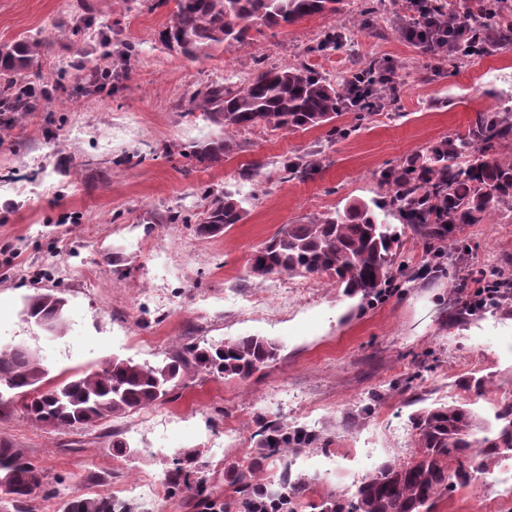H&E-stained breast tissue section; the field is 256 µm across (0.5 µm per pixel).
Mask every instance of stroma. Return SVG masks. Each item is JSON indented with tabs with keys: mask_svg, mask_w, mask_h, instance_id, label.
Masks as SVG:
<instances>
[{
	"mask_svg": "<svg viewBox=\"0 0 512 512\" xmlns=\"http://www.w3.org/2000/svg\"><path fill=\"white\" fill-rule=\"evenodd\" d=\"M361 0L254 34L251 45H219L194 57L161 44L174 0H0V44L43 39L42 72L58 60H98L100 48L58 26L92 18L112 38V89L84 91L79 68L54 73L61 102L27 114L0 112V345L36 350L59 382L117 356L156 364L180 344L262 336L279 347L276 361L246 380L189 374L174 397L152 406L155 427L139 414L81 432L30 421L20 399L0 406V441L19 449L44 476L33 512H62L70 495L123 499L127 485L163 479L166 457L204 449L198 472L213 498L225 500L224 463L252 446L256 415L320 431L323 447L268 460L263 476L305 475L307 500L354 491L367 472L410 458L411 417L442 403H466L486 419L512 403V308L470 312L478 287L512 277V215L465 224L462 253L433 258L412 232L402 234L405 276L377 299L344 296L324 278L282 274L276 287L249 275L250 259L283 225L297 224L350 198L371 199L386 170L442 138L464 133L475 113L512 99V42L455 62L404 41L413 13L405 0H383L369 26L357 23ZM342 39L335 51L310 53L321 31ZM307 57L333 76L375 62L393 76L397 100L368 119L350 112L336 126L306 131L256 129L238 135L223 166L184 158L193 143L218 137L193 104L201 85L225 69L254 76L260 65ZM316 152L309 176L284 180L285 160ZM255 170L241 181L240 172ZM246 199L242 221L214 237L195 223L212 195ZM183 217L170 223V213ZM169 257L159 270L155 253ZM66 299V335L50 338L26 321L23 300L38 293ZM220 297L205 307L204 297ZM486 379L477 393L475 379ZM238 435L224 456L212 442L224 428ZM139 450L114 456L113 437ZM491 483L471 482L436 512H501Z\"/></svg>",
	"mask_w": 512,
	"mask_h": 512,
	"instance_id": "35a3bbf8",
	"label": "stroma"
}]
</instances>
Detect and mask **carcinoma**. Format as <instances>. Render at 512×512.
I'll return each instance as SVG.
<instances>
[{
    "label": "carcinoma",
    "mask_w": 512,
    "mask_h": 512,
    "mask_svg": "<svg viewBox=\"0 0 512 512\" xmlns=\"http://www.w3.org/2000/svg\"><path fill=\"white\" fill-rule=\"evenodd\" d=\"M340 0H175L161 32L164 45L196 56L220 45L245 44L255 27L280 28L315 14H334ZM497 27L491 36L476 30L455 44V54L470 57L495 43L512 41V3L496 0ZM43 40L30 37L0 47V110L27 112ZM346 79L331 82L305 62L258 72L243 86L210 83L194 101L222 136L191 146L189 157L200 165H224L235 137L254 128L310 129L330 124L346 108ZM314 160L284 165L286 178L309 175ZM497 212L512 213V104L477 112L463 136L431 145L425 154L382 174L379 193L370 201L351 200L343 211L286 224L254 253L250 276L263 283L274 275L327 277L349 297L380 294L401 274L397 262L400 234L393 218L426 244L450 246L461 224H483ZM242 200L229 193L214 196L197 224L201 236H215L239 223ZM65 300L52 293L27 299L26 317L46 322L53 334L66 330ZM277 345L259 336L178 347L161 365L131 359H105L90 372L45 386L40 356L23 344L0 346V401L19 396L28 418L60 432L91 429L105 420L139 412L170 395L188 373L246 380L276 359ZM485 422L462 404H442L411 418L414 453L410 460L383 464L366 473L350 494L330 493L310 505L315 512H429L458 487L471 483L469 458L480 456L485 470L512 459V404ZM248 457L224 464V481L234 496L217 503L193 480L203 450L184 448L166 463V492L182 494L207 512H299L309 479L283 475L275 482L260 475L269 459L285 461L323 445L317 431L258 416ZM42 485V474L22 452L0 442V491L14 512ZM64 512H131L103 497L75 494Z\"/></svg>",
    "instance_id": "carcinoma-1"
}]
</instances>
